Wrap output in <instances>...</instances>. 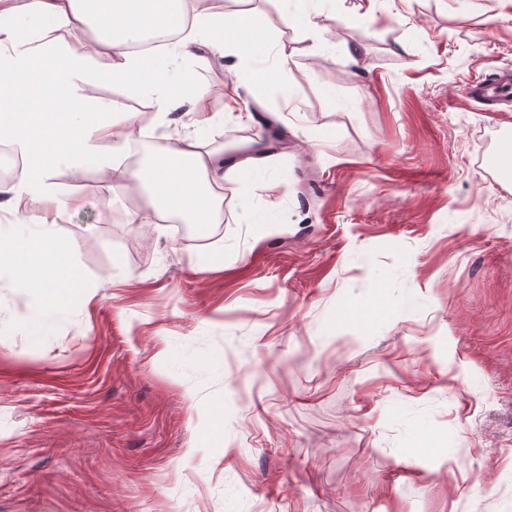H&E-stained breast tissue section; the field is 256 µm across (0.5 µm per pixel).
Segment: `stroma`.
<instances>
[{"label": "stroma", "mask_w": 512, "mask_h": 512, "mask_svg": "<svg viewBox=\"0 0 512 512\" xmlns=\"http://www.w3.org/2000/svg\"><path fill=\"white\" fill-rule=\"evenodd\" d=\"M268 67L210 131L225 159L287 132L278 185L224 183L215 239L68 176L93 296L41 336L0 283V512H512V0H379L315 49L279 0ZM208 59L178 79L210 93ZM251 222H244V211Z\"/></svg>", "instance_id": "35a3bbf8"}]
</instances>
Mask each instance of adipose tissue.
<instances>
[{
  "instance_id": "ef3b65f1",
  "label": "adipose tissue",
  "mask_w": 512,
  "mask_h": 512,
  "mask_svg": "<svg viewBox=\"0 0 512 512\" xmlns=\"http://www.w3.org/2000/svg\"><path fill=\"white\" fill-rule=\"evenodd\" d=\"M50 20L91 36L89 52L73 54L50 39ZM148 31L177 38L136 49ZM269 50L266 19L250 11L227 13L224 0L207 6L202 0H0V140H9L35 168L17 182L1 181L0 202L23 200L30 223L40 229L25 245L16 243L12 225H0V280L30 295L29 334L41 333L90 296L76 260L78 245L59 227L66 203L54 182L62 168L77 175L121 168V135L104 119L112 106L92 97L90 88L105 82L133 88L149 98L163 123L181 109L190 116V132L158 145V159L124 170L126 187L148 201L133 223L217 224L225 179L244 168L263 186L269 166L263 158L225 165L206 137L225 112L211 111L204 90H178L163 77L178 61L210 54L230 59L236 77L248 79ZM102 53L111 62L99 69L93 61ZM35 249L46 269L33 266Z\"/></svg>"
}]
</instances>
